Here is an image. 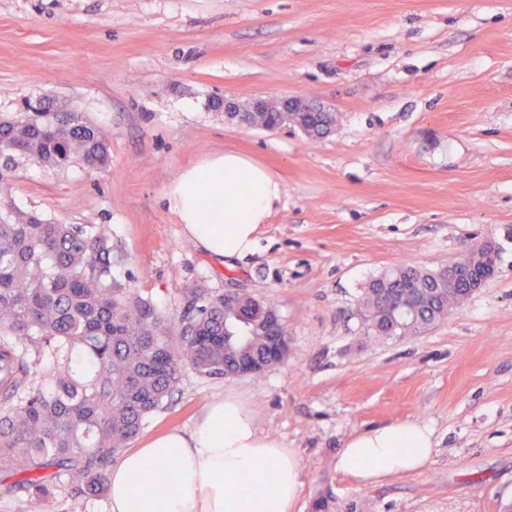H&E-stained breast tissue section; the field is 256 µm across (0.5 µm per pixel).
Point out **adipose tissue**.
I'll return each instance as SVG.
<instances>
[{
	"label": "adipose tissue",
	"instance_id": "ef3b65f1",
	"mask_svg": "<svg viewBox=\"0 0 512 512\" xmlns=\"http://www.w3.org/2000/svg\"><path fill=\"white\" fill-rule=\"evenodd\" d=\"M284 194L278 176L227 149L182 172L166 189V207L184 235L209 257L253 253L258 233ZM434 448L432 431L396 422L352 436L338 470L373 482L420 470ZM171 468L163 502L138 498L146 469ZM301 487L292 449L261 433L235 397L212 402L195 426L173 430L127 452L110 475L109 512H291Z\"/></svg>",
	"mask_w": 512,
	"mask_h": 512
}]
</instances>
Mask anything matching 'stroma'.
<instances>
[{"instance_id": "stroma-1", "label": "stroma", "mask_w": 512, "mask_h": 512, "mask_svg": "<svg viewBox=\"0 0 512 512\" xmlns=\"http://www.w3.org/2000/svg\"><path fill=\"white\" fill-rule=\"evenodd\" d=\"M71 100L108 136L110 166L22 163L1 195L62 224H108L113 277L168 317L185 288L270 301L286 359L260 375L185 371L134 447L191 428L231 395L293 449L294 512H512V0H0V113ZM301 96L336 114L309 139L225 122L214 98ZM227 149L285 195L258 249L227 265L184 237L164 192ZM497 272L447 320L366 335L362 288L466 244ZM410 421L437 442L417 472L362 483L337 469L355 432ZM67 486L37 501L0 486V512H108Z\"/></svg>"}]
</instances>
